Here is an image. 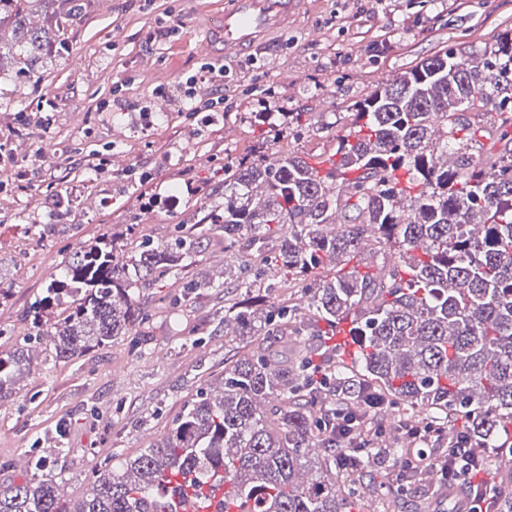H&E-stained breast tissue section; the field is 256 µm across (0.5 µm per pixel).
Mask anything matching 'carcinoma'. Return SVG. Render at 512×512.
Returning <instances> with one entry per match:
<instances>
[{
    "label": "carcinoma",
    "instance_id": "1",
    "mask_svg": "<svg viewBox=\"0 0 512 512\" xmlns=\"http://www.w3.org/2000/svg\"><path fill=\"white\" fill-rule=\"evenodd\" d=\"M43 6V24L25 16ZM82 0H0V65L41 78L42 52L68 53L64 30ZM489 112L502 149L472 160ZM304 112L266 131L259 150L224 170V201L207 215L224 226L237 262L238 300L224 306L234 354L212 390L187 401L150 448L102 471L69 499L50 461L31 459L36 479L0 491V512H169L171 495L205 499L224 480V512H361L346 487L374 463L343 459L325 424L337 415L365 427L396 404L435 413L440 429L461 421L467 438L497 448L512 437V31L462 58L447 50L378 86L336 136L333 154L311 163L276 140ZM194 227L171 244L146 240L120 251L101 239L51 277L46 304L74 298L69 313L32 328L70 359L124 336L145 319L142 298L192 257ZM295 283L300 301L268 299ZM308 323L333 336L344 323L358 349L338 377L313 384L311 357L293 367L268 343ZM21 347L0 355V398L30 371Z\"/></svg>",
    "mask_w": 512,
    "mask_h": 512
}]
</instances>
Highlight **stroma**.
<instances>
[{"label":"stroma","mask_w":512,"mask_h":512,"mask_svg":"<svg viewBox=\"0 0 512 512\" xmlns=\"http://www.w3.org/2000/svg\"><path fill=\"white\" fill-rule=\"evenodd\" d=\"M64 32L69 54L28 82L0 73V352L28 345L39 364L0 399V489L24 482L15 461L39 450L69 493L90 489L115 456L151 447L224 369V231L207 222L219 197L216 171L253 154L263 137L253 112L255 86L273 91L279 112L309 122L281 138L283 152L325 156L348 130L351 104L382 80L452 48L493 45L512 27V0H292L287 23L229 51L214 34L233 0H83ZM206 64L220 84L189 91ZM225 90L224 108L194 113L198 99ZM49 107H42V100ZM112 100L100 110L102 100ZM26 125H19V116ZM106 156L104 171L88 161ZM30 170L15 183L9 166ZM176 195L175 205L145 209L143 198ZM197 225L196 248L179 281L152 288L147 318L128 335L68 361L31 334L50 275L76 243L115 233L126 250L143 238L166 242L179 225ZM210 277L223 287L196 297L180 281ZM403 408L383 417L373 466L356 489L371 512H451L446 487L430 478L409 490L393 485L385 451L402 447Z\"/></svg>","instance_id":"obj_1"}]
</instances>
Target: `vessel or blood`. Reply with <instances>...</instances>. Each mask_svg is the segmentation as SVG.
<instances>
[{
    "label": "vessel or blood",
    "mask_w": 512,
    "mask_h": 512,
    "mask_svg": "<svg viewBox=\"0 0 512 512\" xmlns=\"http://www.w3.org/2000/svg\"><path fill=\"white\" fill-rule=\"evenodd\" d=\"M287 9V0H236L233 8L224 14L220 34L228 43L254 39L265 30L282 26ZM174 503L176 512H222L224 485L219 482L213 486L207 504L179 497Z\"/></svg>",
    "instance_id": "b4317fda"
}]
</instances>
